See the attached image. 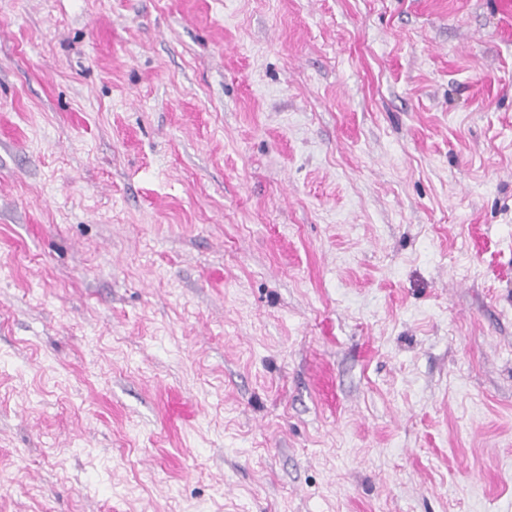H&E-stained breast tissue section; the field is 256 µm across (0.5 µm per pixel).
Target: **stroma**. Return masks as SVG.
<instances>
[{"label": "stroma", "instance_id": "stroma-1", "mask_svg": "<svg viewBox=\"0 0 512 512\" xmlns=\"http://www.w3.org/2000/svg\"><path fill=\"white\" fill-rule=\"evenodd\" d=\"M0 512H512V0H0Z\"/></svg>", "mask_w": 512, "mask_h": 512}]
</instances>
